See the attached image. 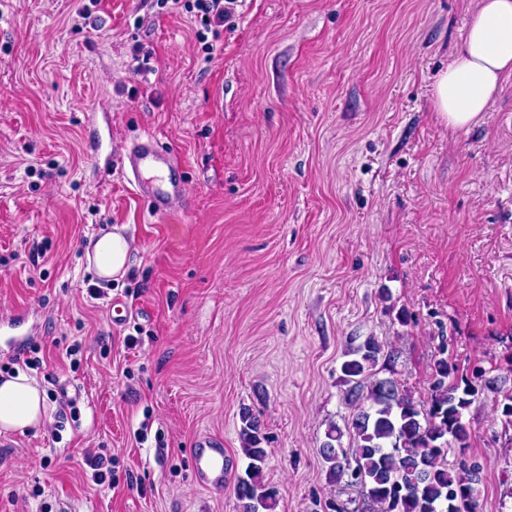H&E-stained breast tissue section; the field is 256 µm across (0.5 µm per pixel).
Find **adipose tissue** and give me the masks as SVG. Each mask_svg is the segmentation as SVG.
Listing matches in <instances>:
<instances>
[{"mask_svg":"<svg viewBox=\"0 0 512 512\" xmlns=\"http://www.w3.org/2000/svg\"><path fill=\"white\" fill-rule=\"evenodd\" d=\"M512 74V0H479L466 35L447 69L434 82L437 112L454 130L480 121L505 76ZM99 278L123 277L131 265V244L120 227L99 236L87 253ZM47 417L44 392L24 372L0 376V433L42 424Z\"/></svg>","mask_w":512,"mask_h":512,"instance_id":"ef3b65f1","label":"adipose tissue"}]
</instances>
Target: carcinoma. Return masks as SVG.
<instances>
[{
	"label": "carcinoma",
	"mask_w": 512,
	"mask_h": 512,
	"mask_svg": "<svg viewBox=\"0 0 512 512\" xmlns=\"http://www.w3.org/2000/svg\"><path fill=\"white\" fill-rule=\"evenodd\" d=\"M382 353V345L370 336L341 365L344 381L352 384L348 396L357 407L351 422L357 444L343 447L341 432L329 426L320 448L329 477H345L347 485L358 487L371 512H478L483 467L464 462L451 470L446 455L450 448L469 446L463 411L486 391L500 396L501 422L512 426V389L481 368L459 376L442 356L434 362L428 406L421 408L390 378L365 382ZM241 421L242 451L249 463L235 495L241 512H270L276 491L263 480L267 451L261 447V423L248 410Z\"/></svg>",
	"instance_id": "cac0c4a2"
}]
</instances>
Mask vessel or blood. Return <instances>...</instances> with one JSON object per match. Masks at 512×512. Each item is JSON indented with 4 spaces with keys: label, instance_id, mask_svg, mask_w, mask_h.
I'll list each match as a JSON object with an SVG mask.
<instances>
[{
    "label": "vessel or blood",
    "instance_id": "vessel-or-blood-1",
    "mask_svg": "<svg viewBox=\"0 0 512 512\" xmlns=\"http://www.w3.org/2000/svg\"><path fill=\"white\" fill-rule=\"evenodd\" d=\"M121 163L135 192L147 199L153 216L165 218L182 207L185 193L180 183L163 178L164 173L180 169L181 162L171 151L160 147L153 135L137 140L124 154ZM192 460L207 487L222 488L224 451L214 447L211 437L199 438Z\"/></svg>",
    "mask_w": 512,
    "mask_h": 512
}]
</instances>
